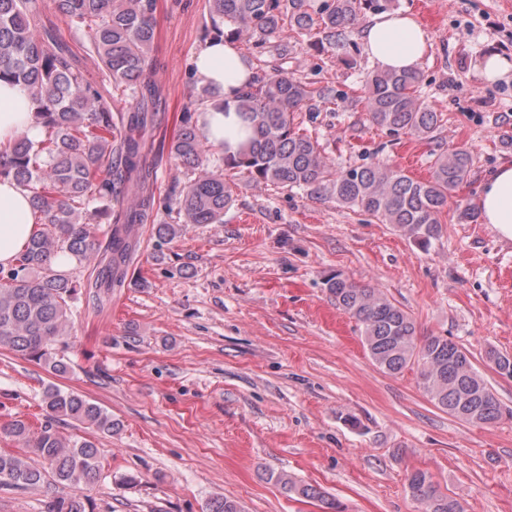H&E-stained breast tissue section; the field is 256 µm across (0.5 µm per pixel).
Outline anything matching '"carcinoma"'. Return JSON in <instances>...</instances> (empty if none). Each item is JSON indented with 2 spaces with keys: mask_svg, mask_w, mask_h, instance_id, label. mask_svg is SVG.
Returning a JSON list of instances; mask_svg holds the SVG:
<instances>
[{
  "mask_svg": "<svg viewBox=\"0 0 512 512\" xmlns=\"http://www.w3.org/2000/svg\"><path fill=\"white\" fill-rule=\"evenodd\" d=\"M70 24L87 36L111 92L74 66L54 37L41 30L31 0H0V81L27 89L42 138L18 136L0 148V180L27 190L36 223L43 229L21 251L16 263L0 267V346L44 365L54 374L68 363L57 345L70 335V303L78 289L70 273L54 268L67 254L75 263L93 264L84 287L92 299L123 285L138 241L139 224H156L161 240L175 238L187 224H222L234 201L235 177L256 184L299 189L312 199L358 208L381 224H390L426 248L441 233L440 216L450 193L468 181L474 152L466 146L437 155L426 180H416L384 162L337 167L318 139L300 131L296 117L317 112L337 91L305 82L285 68L256 77L238 97L241 129L251 136L234 152L223 149L222 164L208 169L211 146L201 137L196 111L183 113L170 154L199 175L171 192L178 222L156 221V175L151 164L159 89L146 76L155 64V0H54ZM212 29L231 22L233 40L257 39L263 46L283 26L314 35L322 46L345 48L351 29L366 12L396 6L395 0H207ZM423 72L379 68L362 80L364 111L370 123L392 137L431 142L442 113L420 95ZM131 96L130 111L112 112V98ZM132 197L112 209L118 192ZM108 225L99 237V225ZM326 291L360 326L373 363L396 374L415 367L418 384L437 408L475 425H490L505 411L486 382H477L471 354L445 336H417L413 318L379 289L361 285L338 272L324 280ZM487 361L499 372H512V355L496 349ZM47 422L34 430L22 420L4 429L16 451L0 450V486L35 489L49 478L68 489L47 502L45 512H87L83 495L100 475V448L95 441L70 440L53 426L72 419L93 432L112 435L119 423L96 403L54 384L42 394ZM277 482L290 493L314 499L328 512L341 506L317 488L286 474ZM407 488L425 512H463L459 499L442 492L422 470L407 478Z\"/></svg>",
  "mask_w": 512,
  "mask_h": 512,
  "instance_id": "cac0c4a2",
  "label": "carcinoma"
}]
</instances>
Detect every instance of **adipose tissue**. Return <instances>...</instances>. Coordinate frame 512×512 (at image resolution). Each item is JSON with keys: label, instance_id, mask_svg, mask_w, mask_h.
Listing matches in <instances>:
<instances>
[{"label": "adipose tissue", "instance_id": "1", "mask_svg": "<svg viewBox=\"0 0 512 512\" xmlns=\"http://www.w3.org/2000/svg\"><path fill=\"white\" fill-rule=\"evenodd\" d=\"M364 51L383 70L417 68L428 51V39L416 17L406 10L371 14L361 30ZM195 76L218 96L220 109H208L202 132L215 147H236L241 130L235 114L241 91L252 78L251 64L235 42L207 40L193 57ZM36 140L41 128L32 114L27 90L0 83V146L19 135ZM483 223L503 239L512 241V164L500 166L486 182L479 199ZM38 226L33 221L30 196L16 183L0 182V266L10 267Z\"/></svg>", "mask_w": 512, "mask_h": 512}]
</instances>
